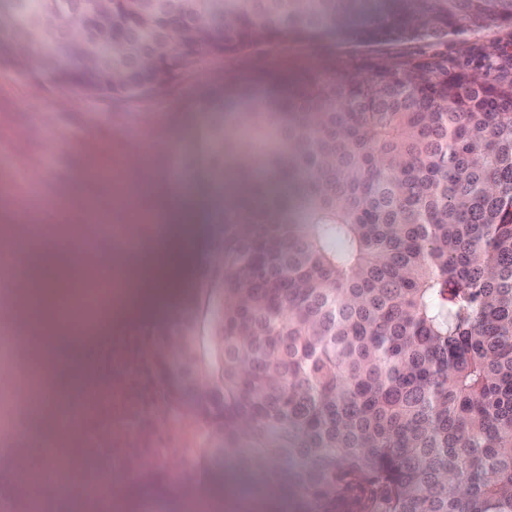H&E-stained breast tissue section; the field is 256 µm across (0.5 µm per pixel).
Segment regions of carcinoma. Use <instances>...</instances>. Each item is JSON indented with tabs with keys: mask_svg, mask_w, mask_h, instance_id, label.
I'll return each instance as SVG.
<instances>
[{
	"mask_svg": "<svg viewBox=\"0 0 512 512\" xmlns=\"http://www.w3.org/2000/svg\"><path fill=\"white\" fill-rule=\"evenodd\" d=\"M92 0H9L0 44L66 84L84 53L123 36L85 94L151 96L199 60L329 31L352 43L431 39L512 26V0H128L94 26ZM334 80L268 74L250 112L224 81L204 130L206 167L245 161L283 180L295 210L255 182L224 208L206 268L209 318L159 334L153 357L171 402L207 427L203 452H230L288 490L294 512H512V55L493 82L448 58L369 64ZM34 299L66 301V275Z\"/></svg>",
	"mask_w": 512,
	"mask_h": 512,
	"instance_id": "carcinoma-1",
	"label": "carcinoma"
}]
</instances>
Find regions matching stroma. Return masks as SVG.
Masks as SVG:
<instances>
[{"label":"stroma","instance_id":"stroma-1","mask_svg":"<svg viewBox=\"0 0 512 512\" xmlns=\"http://www.w3.org/2000/svg\"><path fill=\"white\" fill-rule=\"evenodd\" d=\"M440 52L449 66L461 63L476 68L486 81L498 76L489 56L512 54V26L486 21L478 30L448 35L444 43L430 40L356 44L325 36L288 44L267 43L241 55L208 57L198 68L157 95L108 105L82 92L51 83L34 84L26 75L0 66V197L19 200L28 182H35L56 229L42 244L51 252L77 243L84 258L101 260L113 254L107 239L81 228L88 223L135 222L146 233L157 208L150 202L119 210L135 187L168 185L171 192H212L223 178L209 175L202 163L204 143L199 128L210 119L207 93L233 75L252 81L261 70L275 73L320 72L342 79L359 74L365 62H391L403 57H425ZM221 227L203 224L198 229L195 259L174 291L134 322L113 328L108 340L122 349L130 336L142 333L155 340L160 331L180 322L201 318L208 295L202 289L207 264ZM83 367L70 361L66 386L76 387ZM63 386V387H66ZM62 386L52 384V412L39 418L35 452L41 468H49L52 451L43 437L54 426L55 413L66 400ZM157 400L150 412L155 428L167 438L165 446L139 449L130 435L120 436L113 450L77 449L69 453L67 471H93L112 476L114 492L108 508L91 499L60 493L46 502V512H194L205 502L207 512H277L259 493L244 488L224 494V479L234 464L213 461L201 451L204 434L192 417H173L164 381H157ZM152 472V482L141 480ZM198 475L195 496L184 494L180 475Z\"/></svg>","mask_w":512,"mask_h":512}]
</instances>
